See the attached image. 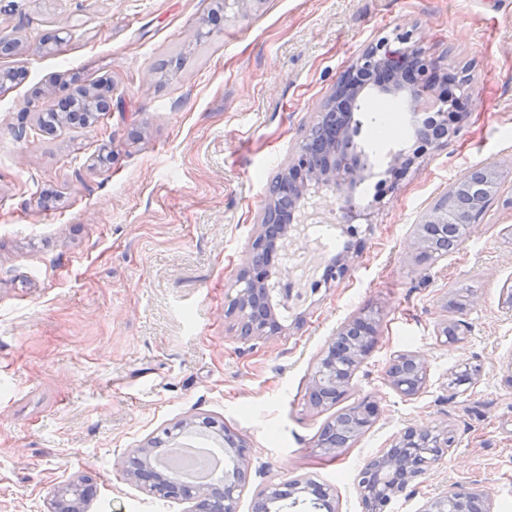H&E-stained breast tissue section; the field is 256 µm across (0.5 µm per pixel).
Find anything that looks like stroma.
Listing matches in <instances>:
<instances>
[{
  "label": "stroma",
  "mask_w": 512,
  "mask_h": 512,
  "mask_svg": "<svg viewBox=\"0 0 512 512\" xmlns=\"http://www.w3.org/2000/svg\"><path fill=\"white\" fill-rule=\"evenodd\" d=\"M216 0H0V512H47L55 486L90 476L89 512H187L125 478L128 454L190 414L243 436L267 482L303 475L331 486L338 512H365L357 480L409 426L448 421L455 443L435 472L384 512H423L453 487H478L490 512H512V0H254L208 23ZM409 35L449 72L468 71L465 117L447 145L404 178L396 154L420 142L408 98L402 132L372 144L360 95L356 139L365 183L355 195L364 248L336 287L304 283L301 327L241 341L231 314L264 200L337 81L370 43ZM62 39L45 52L42 39ZM112 109L91 127L42 133L41 109L99 80ZM112 158L98 165L101 146ZM484 166L505 171L498 197L442 258L411 247L422 214ZM466 302L444 312L445 301ZM373 312L379 335L348 403L381 418L337 456L316 448L332 410L307 397L312 364L346 318ZM470 330L451 344L441 318ZM418 353L426 388L407 399L385 374ZM480 373L453 389L448 375Z\"/></svg>",
  "instance_id": "35a3bbf8"
}]
</instances>
